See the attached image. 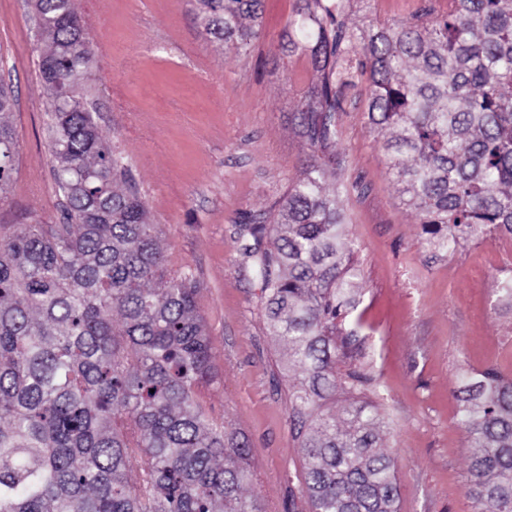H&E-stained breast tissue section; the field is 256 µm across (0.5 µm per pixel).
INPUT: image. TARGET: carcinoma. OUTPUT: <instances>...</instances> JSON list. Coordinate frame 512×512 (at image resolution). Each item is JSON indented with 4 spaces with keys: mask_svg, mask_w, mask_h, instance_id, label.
Returning a JSON list of instances; mask_svg holds the SVG:
<instances>
[{
    "mask_svg": "<svg viewBox=\"0 0 512 512\" xmlns=\"http://www.w3.org/2000/svg\"><path fill=\"white\" fill-rule=\"evenodd\" d=\"M289 51L318 82L297 105L313 148L300 178L245 248L270 335L301 373L289 394L312 512H398L395 459L379 406L358 397L345 320L358 247L344 201L328 189L350 91L365 86L372 129L432 249L452 254L512 236V0H448L401 25L350 27L347 0H298ZM48 105L58 224L0 234V512H263L246 496L247 442L224 430L200 393L214 374L199 282L168 269L158 225L123 189L128 168L83 103L97 67L74 0H32ZM207 34L246 52L261 38V0H195ZM362 56L354 57L356 47ZM0 82V202L16 156ZM460 423L476 449L473 512H512V379L489 367L463 390Z\"/></svg>",
    "mask_w": 512,
    "mask_h": 512,
    "instance_id": "cac0c4a2",
    "label": "carcinoma"
}]
</instances>
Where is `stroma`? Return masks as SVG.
<instances>
[{
  "instance_id": "1",
  "label": "stroma",
  "mask_w": 512,
  "mask_h": 512,
  "mask_svg": "<svg viewBox=\"0 0 512 512\" xmlns=\"http://www.w3.org/2000/svg\"><path fill=\"white\" fill-rule=\"evenodd\" d=\"M448 0H348L346 21L403 24L423 5ZM100 57L90 97L145 201L169 269H192L215 376L201 400L249 444L248 486L265 512H310L302 493L305 455L289 417L287 354L270 335L244 247L246 216L268 210L301 173L311 148L295 109L316 81L284 36L297 0H263L262 40L247 53L207 36L192 0H77ZM35 29L24 0H0V76L10 77L9 116L18 146L0 232L56 224L64 198L53 176ZM341 176L357 183L345 202L358 245L359 303L346 328L352 358L341 371L373 379L383 444L397 459L400 512H472L465 492L473 453L455 390L486 368L512 378V305L499 300L512 278V238L434 252L367 123L349 101Z\"/></svg>"
}]
</instances>
